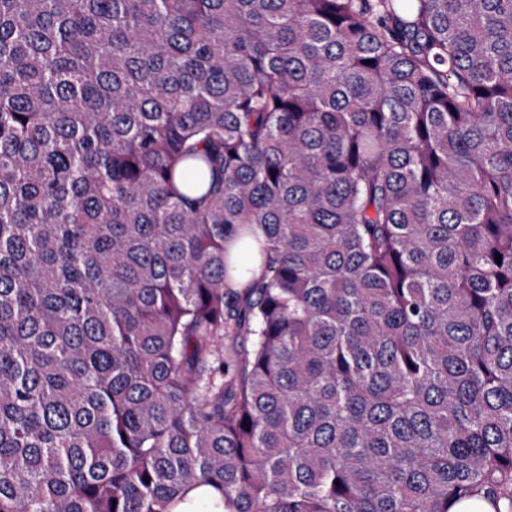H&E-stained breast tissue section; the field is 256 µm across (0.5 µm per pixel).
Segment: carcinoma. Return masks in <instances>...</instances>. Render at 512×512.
Masks as SVG:
<instances>
[{
    "mask_svg": "<svg viewBox=\"0 0 512 512\" xmlns=\"http://www.w3.org/2000/svg\"><path fill=\"white\" fill-rule=\"evenodd\" d=\"M480 497L512 0H0V512Z\"/></svg>",
    "mask_w": 512,
    "mask_h": 512,
    "instance_id": "carcinoma-1",
    "label": "carcinoma"
}]
</instances>
